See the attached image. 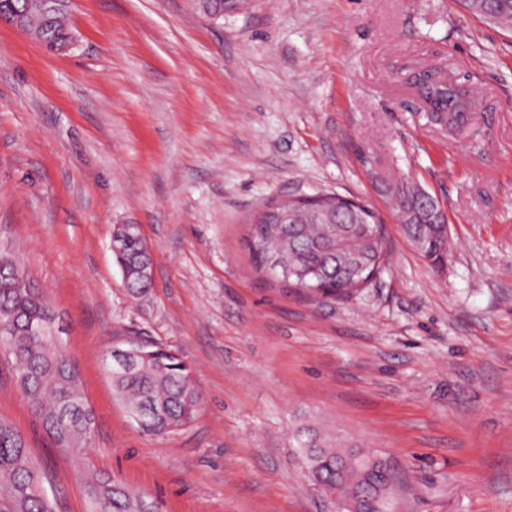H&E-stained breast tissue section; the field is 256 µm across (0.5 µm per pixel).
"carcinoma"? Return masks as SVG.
I'll list each match as a JSON object with an SVG mask.
<instances>
[{"label": "carcinoma", "instance_id": "carcinoma-1", "mask_svg": "<svg viewBox=\"0 0 512 512\" xmlns=\"http://www.w3.org/2000/svg\"><path fill=\"white\" fill-rule=\"evenodd\" d=\"M475 14L512 29V0H464ZM199 10L210 17L224 16L231 0H197ZM69 4L60 5L43 29L47 45L67 41ZM422 98L430 104L429 122L450 132L468 124L476 104L468 86L447 79L437 71L426 73L419 84ZM385 190L396 202L401 223L417 250L437 264L448 255V224L439 207H433L408 182L389 184ZM336 195L325 200L332 208L319 214L302 209L286 221L279 212L261 210L249 227L246 248L256 268L272 278H285L284 266L292 264L313 273L320 287L296 288L310 298L327 302L355 292V270L384 267L387 242L377 214L361 204L333 208ZM113 245L117 263L129 292L137 297L151 284L152 256L143 247L139 228L118 224ZM56 317L20 262L0 252V327L11 329L8 355L21 394L33 414L65 454H78L90 446L94 412L84 397L80 372L71 354L30 328ZM147 356L130 366L112 359L107 370L112 390L130 416L147 419L145 433L160 435L189 426L203 403L190 367L175 353L142 345ZM308 475L325 493L340 499L349 496L368 473L370 453L351 446L336 448V440L316 428L301 424L295 433ZM90 512H157L153 502L121 481L94 471L83 473ZM50 483L46 472L30 457L25 437L0 418V512H55V499L43 487Z\"/></svg>", "mask_w": 512, "mask_h": 512}]
</instances>
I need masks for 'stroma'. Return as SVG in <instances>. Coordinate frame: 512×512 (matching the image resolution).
I'll use <instances>...</instances> for the list:
<instances>
[{
	"label": "stroma",
	"mask_w": 512,
	"mask_h": 512,
	"mask_svg": "<svg viewBox=\"0 0 512 512\" xmlns=\"http://www.w3.org/2000/svg\"><path fill=\"white\" fill-rule=\"evenodd\" d=\"M66 51L0 23V249L51 302L94 412L82 458L55 448L0 350V417L88 512L83 462L159 512H339L306 474L310 423L388 458L398 512H512V31L462 0H71ZM475 86L461 131L430 124L415 74ZM445 210L436 270L384 193ZM372 206L390 245L354 296L310 301L253 267L248 218L291 194ZM139 225L152 283L112 253ZM178 354L203 405L140 432L112 347ZM113 249L129 292L137 297L151 284L152 256L143 247L141 232L136 224H118L113 232Z\"/></svg>",
	"instance_id": "stroma-1"
}]
</instances>
